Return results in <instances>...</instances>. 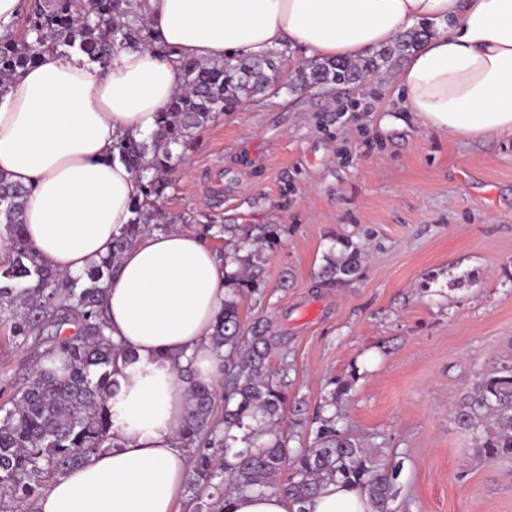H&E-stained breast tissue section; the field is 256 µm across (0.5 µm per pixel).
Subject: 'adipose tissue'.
<instances>
[{"mask_svg": "<svg viewBox=\"0 0 512 512\" xmlns=\"http://www.w3.org/2000/svg\"><path fill=\"white\" fill-rule=\"evenodd\" d=\"M143 15L149 45L120 50L108 69L45 51L0 96V171L28 189L19 221L64 274L111 254L143 192L112 146L156 132L188 59L290 45L354 61L433 22L437 33L397 74L410 112L455 137L512 135V0H144ZM225 275L195 232L150 230L122 254L103 304L108 336L135 356L118 360L108 402L118 446L59 476L36 512H173L191 474L175 445L188 410L179 370L212 383L224 376L212 336ZM307 508L373 512L360 489L329 481Z\"/></svg>", "mask_w": 512, "mask_h": 512, "instance_id": "ef3b65f1", "label": "adipose tissue"}]
</instances>
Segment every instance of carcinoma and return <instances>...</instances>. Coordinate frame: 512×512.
I'll return each mask as SVG.
<instances>
[{"label": "carcinoma", "instance_id": "obj_1", "mask_svg": "<svg viewBox=\"0 0 512 512\" xmlns=\"http://www.w3.org/2000/svg\"><path fill=\"white\" fill-rule=\"evenodd\" d=\"M129 2L48 0L27 17L22 38H0V95L46 49H76L105 70L127 45L149 44L146 23L124 9ZM100 18L111 19L112 26L99 27ZM431 33V26L420 24L355 62L310 60L283 84L278 63L290 58L287 45L259 57L235 53L221 63L184 61V87L161 113L150 162L142 164L144 143L122 139L113 145L119 159L145 181L144 193L114 238L112 256L78 276L58 273L39 259L18 222L28 190L0 173V226L9 233L7 258L0 262V324L9 325L13 342L33 343L26 376L10 393L0 389V512H14L19 503L33 506L56 477L115 447L108 399L117 388L114 364L125 351L106 334L103 298L115 262L150 230L154 205L168 185L171 146L185 144L214 113L235 108L244 97L261 98L285 87L329 93L357 84L397 66ZM256 230L254 236L243 235L240 226L224 225L233 241L224 258L236 269L227 275L224 315L213 335L214 345L226 349L221 421L212 418L214 384L194 379L187 369L182 374L189 406L177 444L195 457L190 490L196 512H224V502L236 494L266 492L283 493L291 512H307L322 484L334 479L364 489L376 512H391L399 468L382 463L349 434L339 414L319 418L309 447L288 455L279 420L288 397V367L271 372L267 365L278 337L262 320L246 333L241 326V298L261 292L266 249L277 240L272 224ZM359 267L356 251L329 256L320 278L352 277ZM454 421L472 436L479 456L512 463V359L473 386L455 409Z\"/></svg>", "mask_w": 512, "mask_h": 512}]
</instances>
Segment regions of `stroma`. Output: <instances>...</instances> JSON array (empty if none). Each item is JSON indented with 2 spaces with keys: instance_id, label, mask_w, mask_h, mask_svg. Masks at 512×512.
I'll return each instance as SVG.
<instances>
[{
  "instance_id": "obj_1",
  "label": "stroma",
  "mask_w": 512,
  "mask_h": 512,
  "mask_svg": "<svg viewBox=\"0 0 512 512\" xmlns=\"http://www.w3.org/2000/svg\"><path fill=\"white\" fill-rule=\"evenodd\" d=\"M395 76L215 113L177 147L156 207L220 254L222 225H276L240 316L280 338L289 451L335 410L400 464L392 512H512V466L477 456L453 419L512 357V136L424 126ZM350 248L358 273L318 283Z\"/></svg>"
}]
</instances>
